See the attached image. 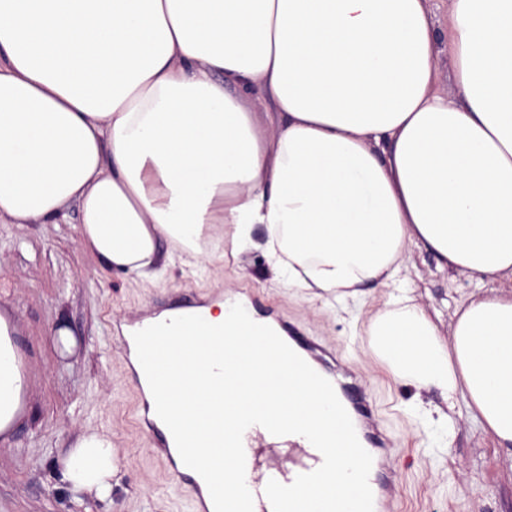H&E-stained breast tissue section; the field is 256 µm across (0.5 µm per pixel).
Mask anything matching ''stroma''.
I'll use <instances>...</instances> for the list:
<instances>
[{
    "label": "stroma",
    "mask_w": 512,
    "mask_h": 512,
    "mask_svg": "<svg viewBox=\"0 0 512 512\" xmlns=\"http://www.w3.org/2000/svg\"><path fill=\"white\" fill-rule=\"evenodd\" d=\"M77 205L56 224H0V317L9 326L27 378L24 410L0 435V512H193L187 492L166 473L154 439L137 425L143 398L124 331L136 319L174 302L209 300L224 286L258 298L260 315H285L301 335L335 352L341 371L356 376L393 444V512H512V452L467 413L457 417L448 451L436 454L407 408L415 388L393 378L367 351L369 317L381 294L356 301L308 300L274 285L260 246L223 267L191 268L173 259L151 280L103 268L79 240ZM402 272L441 325L489 279L452 276L430 252L409 248ZM70 346H62L60 331ZM112 437V493L98 499L64 481L62 462L77 438Z\"/></svg>",
    "instance_id": "35a3bbf8"
}]
</instances>
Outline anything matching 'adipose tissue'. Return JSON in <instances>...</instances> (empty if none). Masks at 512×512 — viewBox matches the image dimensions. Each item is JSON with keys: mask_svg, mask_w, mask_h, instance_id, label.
<instances>
[{"mask_svg": "<svg viewBox=\"0 0 512 512\" xmlns=\"http://www.w3.org/2000/svg\"><path fill=\"white\" fill-rule=\"evenodd\" d=\"M0 0V224H53L150 277L164 252L231 256L264 225L275 277L309 298L388 291L368 348L442 407L464 400L512 447V0ZM447 54L457 95L442 92ZM268 101L258 114V101ZM496 288L448 331L399 285L409 245ZM0 318V433L26 385ZM110 436L81 435L64 479L109 494Z\"/></svg>", "mask_w": 512, "mask_h": 512, "instance_id": "obj_1", "label": "adipose tissue"}]
</instances>
